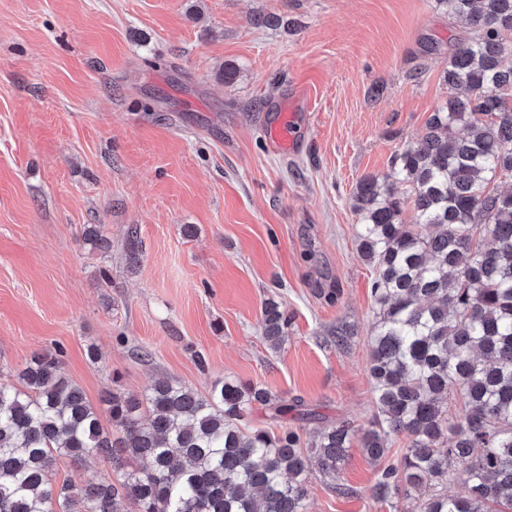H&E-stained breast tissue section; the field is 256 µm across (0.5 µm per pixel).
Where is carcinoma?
<instances>
[{"mask_svg": "<svg viewBox=\"0 0 512 512\" xmlns=\"http://www.w3.org/2000/svg\"><path fill=\"white\" fill-rule=\"evenodd\" d=\"M437 2L475 33L448 58V102L385 176L353 192L377 306L376 413L358 440L347 422L306 444L286 426L245 432L253 404L274 420L300 404L230 378L205 395L170 380L140 397L112 391L102 409L57 355L35 354L19 385L0 386V512H308L318 475L352 493L338 478L355 442L378 467L372 498L392 512H512V192L495 186L512 175V106L500 94L512 88V0ZM85 237L110 247L96 224ZM288 325L265 300L264 339L280 346ZM91 456L111 460L119 482L51 481L56 458ZM450 479L467 494L444 492Z\"/></svg>", "mask_w": 512, "mask_h": 512, "instance_id": "1", "label": "carcinoma"}]
</instances>
